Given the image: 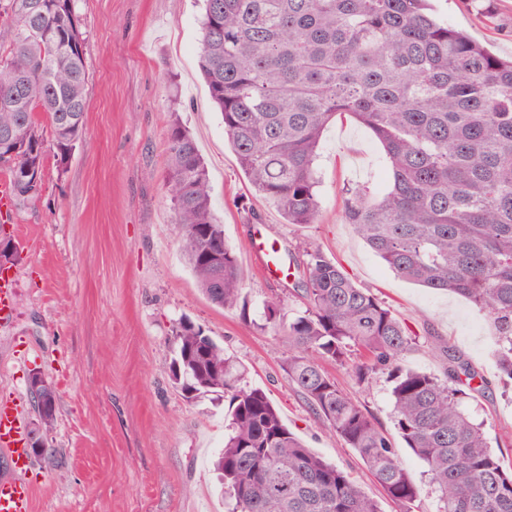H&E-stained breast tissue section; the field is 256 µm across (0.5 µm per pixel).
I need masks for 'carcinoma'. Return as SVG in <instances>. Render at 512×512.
I'll return each instance as SVG.
<instances>
[{
  "instance_id": "carcinoma-1",
  "label": "carcinoma",
  "mask_w": 512,
  "mask_h": 512,
  "mask_svg": "<svg viewBox=\"0 0 512 512\" xmlns=\"http://www.w3.org/2000/svg\"><path fill=\"white\" fill-rule=\"evenodd\" d=\"M0 172L25 206L42 185L13 167L65 161L87 110L85 37L75 0H0ZM199 67L251 188L290 224L319 213L315 162L323 131L348 114L382 145L391 184L344 190L343 216L397 276L484 311L494 358L512 380V59L438 19L430 0H205ZM41 112L47 125L35 118ZM165 187L181 250L202 294L249 318L242 269L212 209L208 171L190 133L169 126ZM216 253L219 258H211ZM302 309L266 302L262 330L283 333L284 368L313 413L354 449L386 494L413 512L418 489L375 419L324 369L356 384L391 382V419L424 464L436 512H512V464L489 445L465 400L484 378L447 346L443 376L406 369L416 337L319 247L305 250ZM171 380L189 400L229 399L221 475L226 512H381L349 474L305 446L260 388L190 320L173 329ZM32 399L56 415L48 380Z\"/></svg>"
}]
</instances>
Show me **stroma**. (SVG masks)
<instances>
[{
    "label": "stroma",
    "mask_w": 512,
    "mask_h": 512,
    "mask_svg": "<svg viewBox=\"0 0 512 512\" xmlns=\"http://www.w3.org/2000/svg\"><path fill=\"white\" fill-rule=\"evenodd\" d=\"M203 7V0H77L89 74L83 138L66 163L47 157L40 198L6 226L20 258L11 269L17 305L0 328V394L27 397L38 370L58 395L51 429L26 411L45 443L31 456L33 512H224L212 460L228 404L188 401L174 387L173 328L184 317L241 362L245 385L264 389L308 448L349 473L382 512H402L296 391L283 369L287 342L252 325L270 298H280L285 313L300 309L304 249L312 244L418 334L405 368L442 375L444 343L486 379L468 406L491 448L512 462V382L500 378L485 315L455 294L396 277L342 217L344 186L386 185L380 143L350 116L337 117L316 162L319 219L287 223L251 189L200 75ZM433 8L492 54L512 58V0H434ZM175 118L207 166L214 212L243 271L248 317L208 301L181 254L164 184ZM259 230L287 255L286 275L266 276L253 258ZM326 369L389 434L418 488L414 512H435L424 466L391 422L386 376L359 385L348 369Z\"/></svg>",
    "instance_id": "1"
}]
</instances>
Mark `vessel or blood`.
<instances>
[{"mask_svg": "<svg viewBox=\"0 0 512 512\" xmlns=\"http://www.w3.org/2000/svg\"><path fill=\"white\" fill-rule=\"evenodd\" d=\"M263 269L281 272L284 259L268 239H260L253 248ZM16 306V288L12 274H0V325L11 318ZM0 451L11 463L12 476H0V512H33L34 486L24 477L29 467L26 416L14 395L0 396Z\"/></svg>", "mask_w": 512, "mask_h": 512, "instance_id": "b4317fda", "label": "vessel or blood"}]
</instances>
